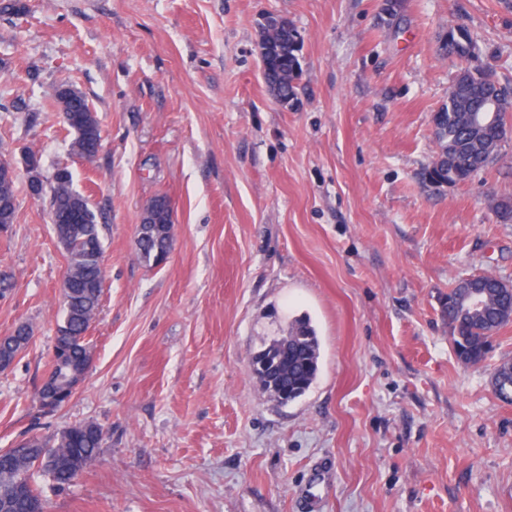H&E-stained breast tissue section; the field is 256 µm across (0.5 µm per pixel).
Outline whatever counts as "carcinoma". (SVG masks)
Segmentation results:
<instances>
[{
	"instance_id": "carcinoma-1",
	"label": "carcinoma",
	"mask_w": 512,
	"mask_h": 512,
	"mask_svg": "<svg viewBox=\"0 0 512 512\" xmlns=\"http://www.w3.org/2000/svg\"><path fill=\"white\" fill-rule=\"evenodd\" d=\"M271 25L274 32H262L260 41L265 82L278 100L289 102L296 95L301 76L298 52L302 38L285 19L273 20ZM460 30L464 31L463 39L447 42L445 48L448 55L467 61L477 44L465 27ZM494 91V86L471 68H460L449 87L448 103L438 110L433 138L439 153L427 171L429 180L445 177L455 182L469 180L497 159V130L482 128L475 131L469 124V116L480 111ZM50 98L57 107L71 114L69 133L72 134L73 154L93 159L100 147L101 131L97 116L84 95L67 83H57L51 87ZM26 192L36 198L53 195L60 211L74 203L83 207V222L67 225L59 239L71 262L72 294L64 301L63 320L57 333H70L67 362L77 365L88 351L87 333L98 314L102 297L103 256L95 258L86 250L88 240L103 244L98 216L81 194L59 183L55 177L42 175L41 159L35 153L32 154ZM17 193L16 182H0L1 226L13 224L17 219ZM485 290L489 300L478 312L470 308V289L454 285L448 290L450 337L458 359L467 365L485 360L493 335L508 324L502 319V311L512 310V288H500L489 279ZM30 338L29 327L19 325L13 334L3 337L0 355L9 362L14 361ZM277 342L288 347V354L279 357L276 367L260 371V364ZM250 366L257 372L264 390L277 403L284 405L301 398L316 382L320 372V341L316 329L305 317L294 319L286 336L271 339L251 356ZM492 386L499 397L512 398L511 359L496 367ZM105 440L106 432L99 424L82 422L49 439L34 435L30 445L17 451L9 450L0 459V512H43L42 496L35 487L34 475L41 473L58 486L69 485L78 473L96 461Z\"/></svg>"
}]
</instances>
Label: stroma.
<instances>
[{
  "label": "stroma",
  "instance_id": "stroma-1",
  "mask_svg": "<svg viewBox=\"0 0 512 512\" xmlns=\"http://www.w3.org/2000/svg\"><path fill=\"white\" fill-rule=\"evenodd\" d=\"M0 16V157L68 166L101 216L104 290L86 379L54 413L36 389L62 317L65 255L46 200L19 192L0 231V336L31 341L0 370V449L79 422L108 434L72 484L40 481L45 512H512V402L492 389L512 324L461 363L443 313L461 276L512 282V138L470 182L439 187L431 118L467 28L512 82L503 0H26ZM302 36L298 103L270 92L266 17ZM70 82L101 128L72 156L51 86ZM167 195L175 245L159 267L135 235ZM308 317L320 374L268 399L249 360Z\"/></svg>",
  "mask_w": 512,
  "mask_h": 512
}]
</instances>
